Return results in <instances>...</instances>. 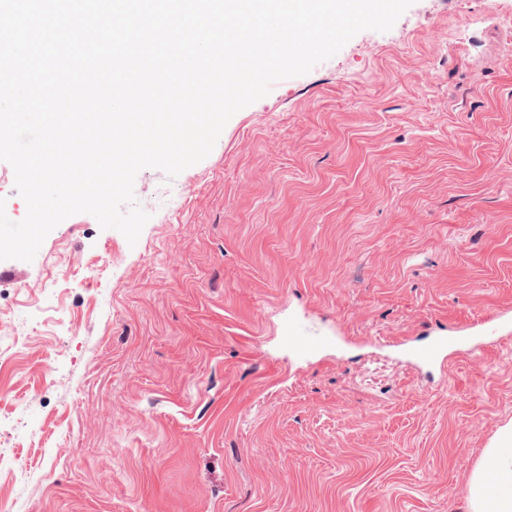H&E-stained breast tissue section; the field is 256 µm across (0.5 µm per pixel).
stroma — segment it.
Returning a JSON list of instances; mask_svg holds the SVG:
<instances>
[{
  "instance_id": "stroma-1",
  "label": "stroma",
  "mask_w": 512,
  "mask_h": 512,
  "mask_svg": "<svg viewBox=\"0 0 512 512\" xmlns=\"http://www.w3.org/2000/svg\"><path fill=\"white\" fill-rule=\"evenodd\" d=\"M134 193L136 245L79 213L0 261V501L467 512L512 421V0H415ZM443 329L483 353L403 363Z\"/></svg>"
}]
</instances>
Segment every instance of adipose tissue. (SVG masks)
Here are the masks:
<instances>
[{"label": "adipose tissue", "mask_w": 512, "mask_h": 512, "mask_svg": "<svg viewBox=\"0 0 512 512\" xmlns=\"http://www.w3.org/2000/svg\"><path fill=\"white\" fill-rule=\"evenodd\" d=\"M490 468L475 467L468 481V512H512V422L483 451Z\"/></svg>", "instance_id": "obj_1"}]
</instances>
